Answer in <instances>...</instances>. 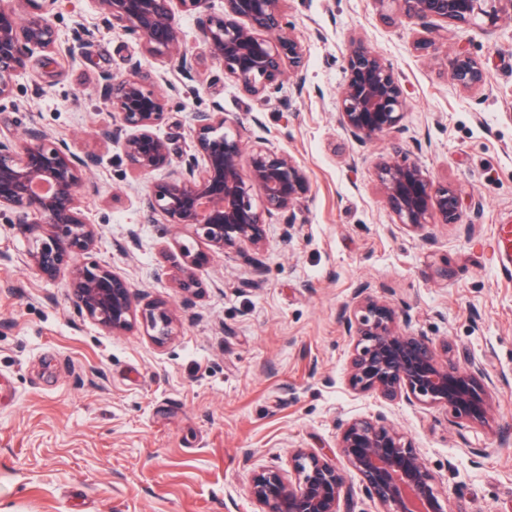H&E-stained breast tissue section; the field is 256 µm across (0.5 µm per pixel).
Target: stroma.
I'll return each mask as SVG.
<instances>
[{
  "label": "stroma",
  "instance_id": "1",
  "mask_svg": "<svg viewBox=\"0 0 512 512\" xmlns=\"http://www.w3.org/2000/svg\"><path fill=\"white\" fill-rule=\"evenodd\" d=\"M288 20L304 48L302 77L251 98L206 58L198 14L177 15L182 66L110 29L95 0H58L54 75L33 65L15 77L0 138L20 139L35 123L74 154L99 156L84 197L99 231L93 257L144 299L175 304L179 327L158 346L142 325L112 334L83 320L66 278L41 279L26 264L22 230L0 220V512H263L249 491L253 472L288 469L297 447L345 467L342 431L377 415L413 439L447 512H512V280L499 275L494 239L496 225L512 220V22L449 36L383 20L374 0H288ZM79 26L91 36L72 59ZM422 35L430 54L413 47ZM354 39L393 67L411 104L401 128L361 145L338 120ZM459 45L484 64V88L462 91L447 78ZM134 69L168 98L155 132L171 163L146 179L131 174L121 142L95 134L119 122L97 93L103 76ZM213 109L310 179L291 217L267 225L259 276L191 227L142 221L151 185L193 152V112ZM397 147L457 190L459 223L421 235L396 224L374 165ZM180 242L210 255L189 307L156 274L180 263ZM365 285L450 357L484 365L496 384L485 425L348 388L338 313ZM473 448L485 451L480 463Z\"/></svg>",
  "mask_w": 512,
  "mask_h": 512
}]
</instances>
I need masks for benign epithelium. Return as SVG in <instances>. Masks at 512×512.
I'll use <instances>...</instances> for the list:
<instances>
[{
  "label": "benign epithelium",
  "mask_w": 512,
  "mask_h": 512,
  "mask_svg": "<svg viewBox=\"0 0 512 512\" xmlns=\"http://www.w3.org/2000/svg\"><path fill=\"white\" fill-rule=\"evenodd\" d=\"M25 15L0 4V109L13 104V78L26 70L35 51L36 64L49 67L57 33L49 13L57 0H21ZM286 0H224V13H208V0H96L108 26L139 37L150 55L178 58L182 34L176 12L199 15L208 54L224 65V75L246 95L259 98L278 90L289 74H298L304 50L289 25ZM395 5L397 15L424 29L438 23L453 36V26L478 20L489 27L512 20V0H376ZM347 80L339 93V123L353 141L401 127L408 96L392 67L360 42L345 60ZM447 74L462 90L486 84L483 65L464 47L448 56ZM101 99L122 120L102 128L108 142L127 130L124 154L132 174L147 176L170 164L167 143L153 128L167 101L151 78L132 69L124 78H104ZM194 154L177 177L154 184L145 199L148 219L164 214L171 224L190 226L212 247L227 251L260 247L274 216L289 212L310 192L305 169L291 156L263 143L247 146L239 129L221 111L193 114ZM23 144L0 139V216H10L29 238L26 263L42 278L68 275L70 296L80 314L114 334L129 330L141 317L150 337L163 344L174 334L176 316L162 300L140 303L137 292L107 262L91 258L98 241L96 225L84 217L81 189L93 156L79 157L38 126L23 134ZM386 205L402 228L421 235L429 224H457L460 198L446 183L435 181L420 164L395 151L375 167ZM43 183L50 191L38 193ZM185 264L175 285L186 306L200 296L197 271L209 262L206 252L180 246ZM339 319L351 347L347 385L355 393L372 392L385 401L405 399L448 410L473 425L487 422L494 382L481 363L442 357L429 337L410 329V318L365 285L340 309ZM338 448L347 470L326 454L295 448L291 471L255 472L250 492L264 512H343L347 471L362 480L381 512H445L436 478L412 441L381 417H358L343 430Z\"/></svg>",
  "instance_id": "benign-epithelium-1"
}]
</instances>
